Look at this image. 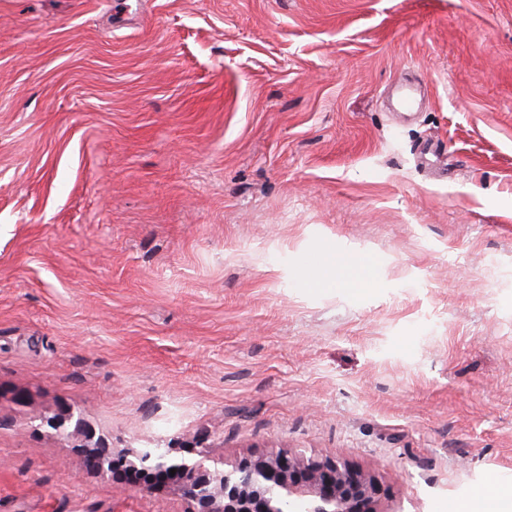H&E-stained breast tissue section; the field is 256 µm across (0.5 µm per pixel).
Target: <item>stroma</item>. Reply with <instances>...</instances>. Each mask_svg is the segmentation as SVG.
Masks as SVG:
<instances>
[{
    "label": "stroma",
    "mask_w": 512,
    "mask_h": 512,
    "mask_svg": "<svg viewBox=\"0 0 512 512\" xmlns=\"http://www.w3.org/2000/svg\"><path fill=\"white\" fill-rule=\"evenodd\" d=\"M325 250L373 286L281 280ZM66 412L381 512L512 484V0H0V512H190ZM364 258L354 261H344L340 263V268L343 272L344 281L353 285H364L367 280L368 283L372 278V267L363 262Z\"/></svg>",
    "instance_id": "35a3bbf8"
}]
</instances>
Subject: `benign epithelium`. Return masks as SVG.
<instances>
[{"label": "benign epithelium", "instance_id": "obj_1", "mask_svg": "<svg viewBox=\"0 0 512 512\" xmlns=\"http://www.w3.org/2000/svg\"><path fill=\"white\" fill-rule=\"evenodd\" d=\"M86 466L110 476H133L131 485L150 491L160 479L175 482L193 512H378L381 487L373 476L340 459H300L278 454L229 468L204 450L189 457L145 450L115 457L102 441L84 454ZM175 474H170V470Z\"/></svg>", "mask_w": 512, "mask_h": 512}]
</instances>
